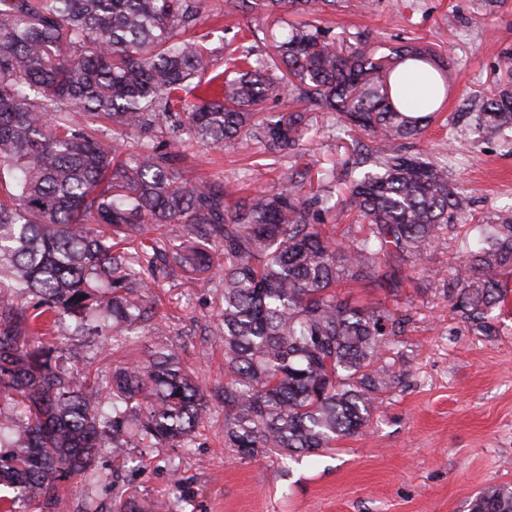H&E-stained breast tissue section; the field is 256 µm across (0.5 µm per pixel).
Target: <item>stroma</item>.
<instances>
[{
	"mask_svg": "<svg viewBox=\"0 0 512 512\" xmlns=\"http://www.w3.org/2000/svg\"><path fill=\"white\" fill-rule=\"evenodd\" d=\"M321 15L332 36H363L376 46L407 43L447 57L454 72L443 106L461 110L465 100L512 87V0H367ZM224 0H202L201 32L210 33L212 68H224V48L261 47L297 14L256 8L219 16ZM347 136L331 115L315 110L305 144L309 166L342 159ZM497 135L432 124L421 150L446 164L448 177L480 213L512 210V154ZM195 174L233 189L278 191L281 166L257 147L216 150L196 146ZM469 238L456 228L427 256L426 288H409L413 321L387 345L384 359L399 384L376 401L367 431L302 463L271 454L244 460L224 446V412L217 394L224 383V352L214 335L215 293L186 276L158 278L149 292L187 368L207 392L210 420L194 447L150 448L140 468L113 471L109 455L97 465L111 485L75 478L68 512H83L86 499L112 512L116 493L148 499L153 512H468L471 498L488 485L512 486V299L492 308V335L474 332L446 299L451 269ZM154 340L97 351L92 338L69 340L75 371L110 374L142 361Z\"/></svg>",
	"mask_w": 512,
	"mask_h": 512,
	"instance_id": "1",
	"label": "stroma"
}]
</instances>
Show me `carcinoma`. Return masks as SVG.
<instances>
[{
    "mask_svg": "<svg viewBox=\"0 0 512 512\" xmlns=\"http://www.w3.org/2000/svg\"><path fill=\"white\" fill-rule=\"evenodd\" d=\"M267 2L317 14L343 0ZM200 3L0 0V487L14 491L0 512H63V484L99 479L104 448L124 468L132 448L194 444L208 404L177 347L161 341L102 378L74 372L69 348L46 341L62 319L101 349L153 321L151 280L127 251L151 226L173 224L224 255L203 287L221 304L224 447L248 460L312 456L363 432L398 382L381 362L412 320L400 298L456 224L472 242L453 267L451 310L483 333L507 295L497 276L512 268V213H473L447 168L410 150L438 113L413 115L391 96L399 65H429L446 89L449 62L418 44L380 53L299 22L273 52L230 56L204 82ZM270 103L284 111H265ZM316 108L373 146L355 140L312 190L298 162ZM471 115L476 131H512V90L483 96ZM235 142L283 162L279 191L240 196L185 175L195 145ZM344 213L345 243L324 220ZM170 250L186 273L210 267L197 247ZM345 283L390 301L352 302L338 294ZM113 512L151 509L121 496ZM469 512H512V489L483 488Z\"/></svg>",
    "mask_w": 512,
    "mask_h": 512,
    "instance_id": "1",
    "label": "carcinoma"
}]
</instances>
